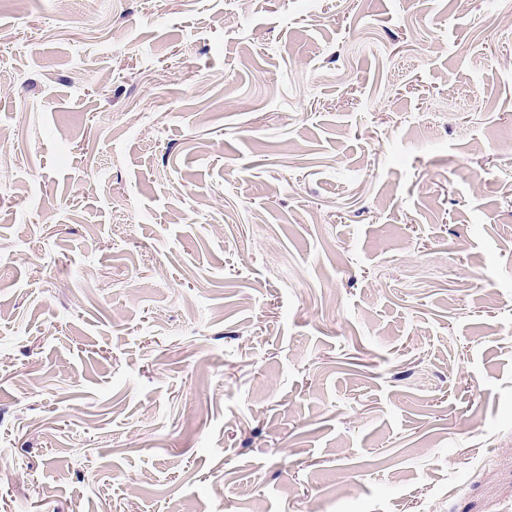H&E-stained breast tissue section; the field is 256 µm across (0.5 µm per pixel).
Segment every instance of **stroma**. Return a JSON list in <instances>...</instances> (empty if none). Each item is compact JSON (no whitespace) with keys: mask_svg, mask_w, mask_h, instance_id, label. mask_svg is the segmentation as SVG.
Here are the masks:
<instances>
[{"mask_svg":"<svg viewBox=\"0 0 512 512\" xmlns=\"http://www.w3.org/2000/svg\"><path fill=\"white\" fill-rule=\"evenodd\" d=\"M0 512H512V0H0Z\"/></svg>","mask_w":512,"mask_h":512,"instance_id":"obj_1","label":"stroma"}]
</instances>
